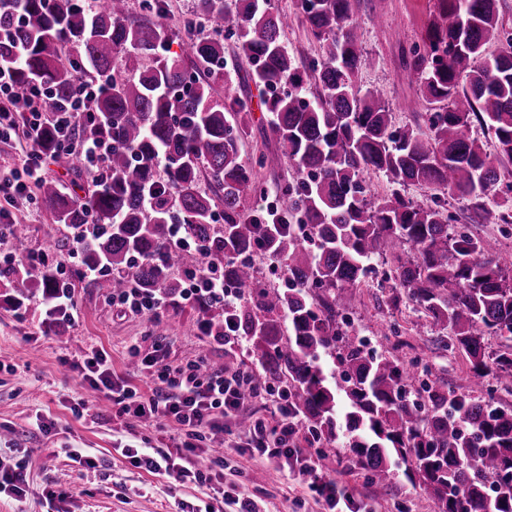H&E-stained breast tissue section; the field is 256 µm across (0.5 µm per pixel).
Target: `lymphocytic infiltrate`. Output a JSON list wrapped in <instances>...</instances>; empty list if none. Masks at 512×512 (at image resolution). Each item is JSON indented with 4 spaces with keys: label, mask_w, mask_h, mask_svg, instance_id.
Returning <instances> with one entry per match:
<instances>
[{
    "label": "lymphocytic infiltrate",
    "mask_w": 512,
    "mask_h": 512,
    "mask_svg": "<svg viewBox=\"0 0 512 512\" xmlns=\"http://www.w3.org/2000/svg\"><path fill=\"white\" fill-rule=\"evenodd\" d=\"M16 77L13 65L0 63V141L19 134L26 143V151L17 160L11 179L0 181V196H27L31 184L42 180L46 163L52 158L39 143L40 132L46 127L57 132L61 149L81 157L89 173L97 177L104 175L107 153L104 145L90 137L72 136L74 129L91 122L83 103L96 92V84L78 81L71 107L62 112H47L41 106L42 84L32 83L29 110L20 117L12 106ZM186 281L182 300L207 297L222 303L228 314L235 310L237 293L232 292L223 275L217 274L210 264H201L188 273ZM127 353L139 371L148 372L153 384L149 396L140 395L128 381L114 377L112 359L104 349L90 348L83 361L74 363L73 368L91 389L112 403L118 416L148 417L159 424L173 423L180 427L175 452L126 449V456L136 467L150 473H167L178 482L212 480L224 466L223 456H214L209 466L194 470L177 467L175 456H199L214 431L228 423L238 424L252 402L268 399L272 402L269 417H250V426L244 432L243 446L250 456L279 471L288 466L295 468L301 480L310 481L329 512H334L344 499L343 489L336 480L319 478L316 465L300 448L299 434L305 420L291 410L287 392L276 391L271 383L241 370L211 366L202 357L175 366L164 354L143 352L136 343L128 346Z\"/></svg>",
    "instance_id": "f902f5d3"
}]
</instances>
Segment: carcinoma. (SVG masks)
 Listing matches in <instances>:
<instances>
[{"instance_id": "carcinoma-1", "label": "carcinoma", "mask_w": 512, "mask_h": 512, "mask_svg": "<svg viewBox=\"0 0 512 512\" xmlns=\"http://www.w3.org/2000/svg\"><path fill=\"white\" fill-rule=\"evenodd\" d=\"M230 2L197 0L195 17L183 23L182 54L164 56L173 34L160 22L163 0H141L138 16L128 0H8L0 9V61L21 58L16 111L27 112L33 79L45 88L47 112L70 106L77 79L102 81L86 103L95 122L79 135L108 146L107 176L84 175L78 155L62 152L57 161L86 176L85 195L44 181L43 203L66 227L87 229L81 264L107 272L96 285L109 297L127 288L179 296L176 275L191 267V253L171 242L177 224L204 244L212 267L243 288L255 287L248 256L265 244L283 263L288 287L259 289L252 306L237 307V320L265 371L286 379L313 434L327 441L343 435L352 462L378 484L390 480L392 456L411 462L439 512H512V495L487 486L512 480V407L479 395L491 376L512 384V267L449 223L440 199L458 196L491 214L488 191L500 174L473 121L492 130L498 152L512 158V49L488 53L504 33L498 0H439L427 42L412 58L420 80L408 107L427 109L425 131L391 130L381 93L354 91L365 63L353 21L359 0H296L319 43L307 63L289 54L288 15L270 0ZM224 31L236 32L238 56L271 91L265 106L279 151L261 156L259 167L287 163L297 173L265 215L245 213L242 203L256 189L254 168L241 157L249 100L213 99L211 81L224 73ZM186 58L203 76L187 75ZM158 153L167 161L162 181L153 165ZM370 170L400 186L429 187L434 205L397 191L369 200L362 175ZM204 173L214 183L210 196L198 189ZM219 206L222 225L212 223ZM306 226L317 241L313 252L301 243ZM376 259L391 261L376 287L450 330L447 347L470 357L465 389L430 385L339 327L340 301L375 271ZM4 274L21 297L46 291L55 278L48 268ZM195 306L200 321L220 332L224 306L207 298ZM490 337L499 350L488 351ZM341 344L336 381L321 358Z\"/></svg>"}]
</instances>
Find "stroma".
Wrapping results in <instances>:
<instances>
[{"label": "stroma", "instance_id": "35a3bbf8", "mask_svg": "<svg viewBox=\"0 0 512 512\" xmlns=\"http://www.w3.org/2000/svg\"><path fill=\"white\" fill-rule=\"evenodd\" d=\"M438 11V0H360L355 19L369 63L359 70L355 87L382 92L394 127L426 124L425 110L405 112L400 105L416 93L418 74L409 65L410 50L426 41ZM236 51V36L225 35L226 68L213 84L214 97L223 100L230 90L248 95L249 133L242 157L252 164L274 151L276 141L270 133L271 114L263 103V88L251 80L249 64L238 59ZM294 175L286 166L257 169V187L245 195V210L267 211ZM9 211L17 223L30 227L25 239L0 247L15 257L17 266H25L48 239L67 233L41 200L11 203ZM448 213L454 223L469 225L490 252L512 264V224L474 212L467 201L455 197L448 200ZM54 261L73 287L75 320L67 324L64 340L48 332L40 294L22 298L17 307L0 302V460L19 468L27 480L23 497L0 493V512H236L240 494L253 498L260 512H324L322 501L290 471L278 474L250 460L223 433L213 440L214 447L224 451L219 480L176 483L167 475L134 467L123 456V448L170 450L175 427L135 417L121 423L113 420L111 404L94 395L79 373L68 371L65 360H80L88 345L103 347L112 358L115 375L144 396L150 395L152 383L130 365L127 348L135 341L146 351L160 345L175 365L204 355L213 364L260 378L266 372L249 336L224 346L202 335L193 303H180L153 321L113 305L91 278L80 276L81 259L72 248L59 250ZM338 320L364 341L367 350L398 358L428 382L454 388L466 382V356L444 348L438 341L440 329L427 328L411 303L391 302L389 293L372 282L354 291ZM75 448L85 449L94 467L71 461L69 453ZM303 449L306 455L320 458L323 472L346 488L361 512H439L431 492L408 478L403 461H393V479L382 487L352 465L344 439L307 443Z\"/></svg>", "mask_w": 512, "mask_h": 512}]
</instances>
